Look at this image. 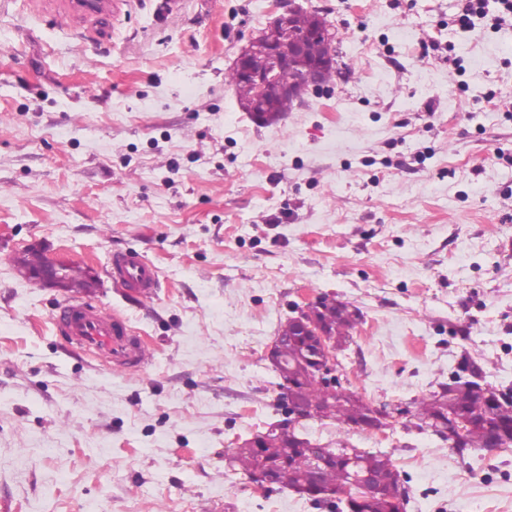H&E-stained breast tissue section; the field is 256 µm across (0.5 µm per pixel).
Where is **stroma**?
I'll return each instance as SVG.
<instances>
[{
  "instance_id": "1",
  "label": "stroma",
  "mask_w": 512,
  "mask_h": 512,
  "mask_svg": "<svg viewBox=\"0 0 512 512\" xmlns=\"http://www.w3.org/2000/svg\"><path fill=\"white\" fill-rule=\"evenodd\" d=\"M465 0H309L338 71L276 124L224 83L288 0H0V506L5 512H336L228 465L281 417L266 352L294 303L362 318L343 386L375 405L462 353L512 385V25ZM43 245L151 352L99 367L56 331L74 290L23 278ZM159 269L144 297L111 259ZM390 456L407 512H512V448L451 453L395 422L306 423Z\"/></svg>"
}]
</instances>
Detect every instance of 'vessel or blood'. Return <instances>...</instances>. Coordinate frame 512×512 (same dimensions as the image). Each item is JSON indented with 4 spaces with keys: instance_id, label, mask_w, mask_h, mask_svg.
Instances as JSON below:
<instances>
[{
    "instance_id": "vessel-or-blood-1",
    "label": "vessel or blood",
    "mask_w": 512,
    "mask_h": 512,
    "mask_svg": "<svg viewBox=\"0 0 512 512\" xmlns=\"http://www.w3.org/2000/svg\"><path fill=\"white\" fill-rule=\"evenodd\" d=\"M110 275L120 286L143 296L151 295L159 284L157 268L135 252L115 255ZM55 328L76 350L107 364L138 365L146 356L144 341L132 335L123 318L85 301L66 303Z\"/></svg>"
}]
</instances>
